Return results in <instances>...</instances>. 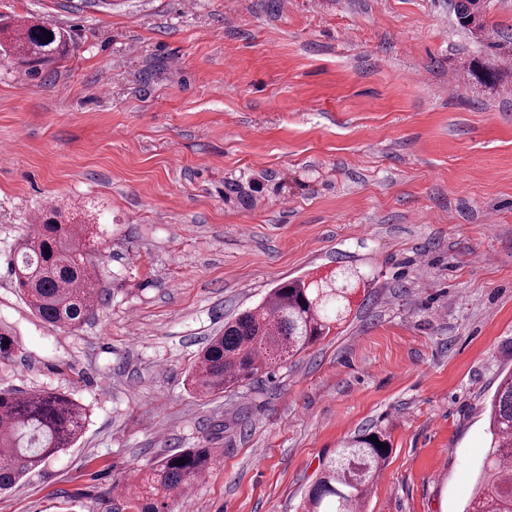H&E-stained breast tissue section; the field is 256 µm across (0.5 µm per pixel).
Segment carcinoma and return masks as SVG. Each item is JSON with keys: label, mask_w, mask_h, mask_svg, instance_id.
Wrapping results in <instances>:
<instances>
[{"label": "carcinoma", "mask_w": 512, "mask_h": 512, "mask_svg": "<svg viewBox=\"0 0 512 512\" xmlns=\"http://www.w3.org/2000/svg\"><path fill=\"white\" fill-rule=\"evenodd\" d=\"M453 11L460 28L472 33L486 29V0H453ZM0 31L6 32L9 52L31 63L67 52L66 35L47 22L16 21ZM50 213L18 242L12 275L36 317L74 331L100 305L104 288L98 259L80 249L82 226L58 222L56 207ZM354 289L342 272L278 284L261 304L226 323L224 332L208 342L188 374L190 391L207 397L241 386L264 367L328 336L350 313ZM86 419V408L65 393L1 390L0 491L74 447ZM488 433L477 486L464 512H512V371L502 376L490 399ZM389 453L381 432L365 430L346 441L323 464L321 477L300 503L301 512H361ZM210 464L208 448H189L156 461L126 488L130 508L167 512V500L202 478Z\"/></svg>", "instance_id": "cac0c4a2"}]
</instances>
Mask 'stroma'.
<instances>
[{"instance_id":"obj_1","label":"stroma","mask_w":512,"mask_h":512,"mask_svg":"<svg viewBox=\"0 0 512 512\" xmlns=\"http://www.w3.org/2000/svg\"><path fill=\"white\" fill-rule=\"evenodd\" d=\"M70 51L0 54V390L66 393L78 444L0 512H131L143 469L213 465L168 512H296L366 429L364 512H463L512 369V0L473 36L452 0H0ZM494 60L484 85L470 64ZM86 227L105 299L70 332L10 275L33 215ZM357 274L317 345L210 397L185 376L278 283Z\"/></svg>"}]
</instances>
